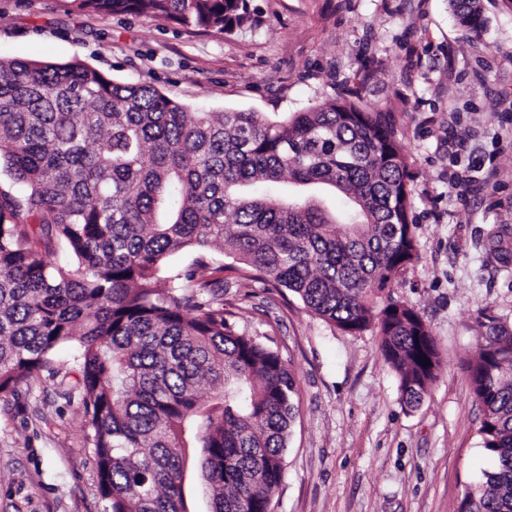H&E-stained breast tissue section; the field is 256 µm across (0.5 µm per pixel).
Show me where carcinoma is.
I'll list each match as a JSON object with an SVG mask.
<instances>
[{
	"label": "carcinoma",
	"instance_id": "obj_1",
	"mask_svg": "<svg viewBox=\"0 0 512 512\" xmlns=\"http://www.w3.org/2000/svg\"><path fill=\"white\" fill-rule=\"evenodd\" d=\"M451 3L461 25L483 26L478 0ZM71 5L204 29L250 18L248 0ZM0 164L15 184L0 190V393L71 350L65 397L87 418L105 512H193L191 446L208 512H271L282 483L291 370L237 329L224 267L201 256L175 269L176 252L217 248L342 331L377 325L410 406L437 378L434 337L388 292L419 258L405 152L392 114L355 89L291 115L189 112L78 60L0 58ZM282 179L295 186L286 199L247 191ZM318 191L347 199L344 219ZM477 332L468 377L496 470L458 512H512V327L483 312Z\"/></svg>",
	"mask_w": 512,
	"mask_h": 512
}]
</instances>
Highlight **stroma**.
Masks as SVG:
<instances>
[{
    "label": "stroma",
    "instance_id": "stroma-1",
    "mask_svg": "<svg viewBox=\"0 0 512 512\" xmlns=\"http://www.w3.org/2000/svg\"><path fill=\"white\" fill-rule=\"evenodd\" d=\"M480 4L486 26L472 32L450 0H250L253 24L229 32L69 0H0V58L77 59L192 112H302L349 85L393 114L414 175L420 258L391 295L420 314L443 359L418 406L403 401L377 328L344 333L207 252L224 267L238 328L295 375L272 512H456L493 468L465 364L480 310L512 326V266L493 257L495 232L512 230V0ZM52 361L53 372L0 394V512L104 510L83 411L60 395L68 350Z\"/></svg>",
    "mask_w": 512,
    "mask_h": 512
}]
</instances>
